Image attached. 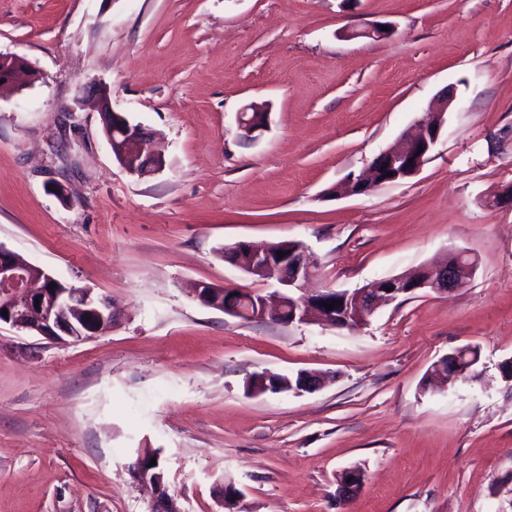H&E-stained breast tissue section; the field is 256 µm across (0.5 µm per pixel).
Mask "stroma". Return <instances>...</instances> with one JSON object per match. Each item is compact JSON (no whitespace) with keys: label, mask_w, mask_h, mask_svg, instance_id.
Instances as JSON below:
<instances>
[{"label":"stroma","mask_w":512,"mask_h":512,"mask_svg":"<svg viewBox=\"0 0 512 512\" xmlns=\"http://www.w3.org/2000/svg\"><path fill=\"white\" fill-rule=\"evenodd\" d=\"M372 23L391 29L370 39ZM0 52L38 81L0 96V245L110 298L116 319L58 343L0 327V512H151L128 469L151 448L179 512H512V0H0ZM155 133L138 177L78 90ZM453 94L414 177L329 195ZM269 110L244 141L237 114ZM63 186L61 203L54 192ZM297 241L352 290L456 251L450 295L418 292L357 330L246 321L196 284L268 295L225 263ZM464 346L478 376L431 378ZM320 372L253 395L255 373ZM365 473L351 500L337 477ZM302 375V381L299 384V387H293L292 389L285 387L283 388L282 383L280 381L281 375L273 374V373H264V379H265V391L264 392H253L254 394H262L266 393L267 391L271 392H284V391H293L294 393H300V392H310L313 390H316L320 386V376L308 372V371H301L299 372Z\"/></svg>","instance_id":"obj_1"}]
</instances>
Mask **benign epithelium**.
Segmentation results:
<instances>
[{"label":"benign epithelium","mask_w":512,"mask_h":512,"mask_svg":"<svg viewBox=\"0 0 512 512\" xmlns=\"http://www.w3.org/2000/svg\"><path fill=\"white\" fill-rule=\"evenodd\" d=\"M32 79L34 70L13 54L0 53V80L11 85L21 73ZM102 116H112L111 135L107 137L115 159L131 174L144 177L163 170L165 159L150 146V134L140 125L112 110L110 92L106 85L99 84L86 93ZM453 97L443 95L435 111L426 115L414 131L403 135L400 144L379 153L371 162L365 175L347 177L341 194L362 195L373 188L394 183L417 175L441 136L448 108ZM264 107L252 103L238 115L241 137L247 141L257 139V132L265 130L267 124L258 125L247 118L250 112H262ZM234 250L246 253L249 262L239 264L231 260V252H224V260L247 274L260 280L274 279L282 286L276 304L269 305L267 299L257 293L237 288H217L201 283L195 297L204 305L218 309L234 317L250 320H271L286 323H322L324 325L354 330L365 324L381 303L390 304L400 296L415 292L431 291L450 294L470 279L477 263L466 251H457L434 265L421 266L407 274L375 280L354 290L325 288L312 295L303 294L304 286L318 271L317 265L307 256L305 247L293 243L285 256L268 244L239 242ZM40 304H35V299ZM341 301L328 310L325 303ZM0 324H8L19 332L44 336L66 342L84 341L95 337L112 324V303L98 297L90 288H75L60 282L47 271L35 276L28 263L17 253L0 244ZM470 350L466 346L443 357L435 364L438 376L451 381L465 374L458 368L460 354ZM152 451L140 448L133 456L129 467L136 479L150 487L153 495L152 512H180L168 494L164 475L153 472L150 466ZM364 482V472L359 467L349 468L339 476L338 494L353 497L359 493Z\"/></svg>","instance_id":"7a95c632"}]
</instances>
